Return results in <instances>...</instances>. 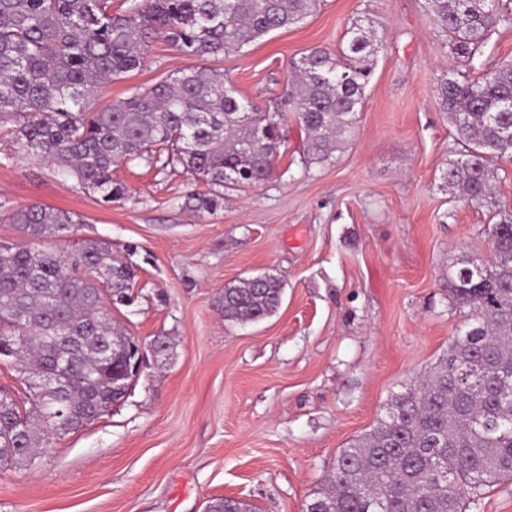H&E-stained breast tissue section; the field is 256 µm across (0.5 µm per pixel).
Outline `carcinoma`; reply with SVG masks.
<instances>
[{
    "label": "carcinoma",
    "instance_id": "cac0c4a2",
    "mask_svg": "<svg viewBox=\"0 0 512 512\" xmlns=\"http://www.w3.org/2000/svg\"><path fill=\"white\" fill-rule=\"evenodd\" d=\"M320 0H0V129L35 162L74 177L106 201L124 193L112 179L121 162L149 165L166 156L208 190L188 205L212 213L224 185H258L276 171L284 122L305 131L304 156L326 160L354 132L378 52L375 20L355 21L340 52L314 49L291 64V90L261 108L238 99L224 77L190 68L140 93L92 110L106 81L139 68L149 41L185 56L218 60L270 32L295 26ZM448 49L476 70L490 34L512 17L495 0H426ZM440 109L464 151L441 179L476 205L492 198L495 161H512V65L477 78H444ZM0 222L35 241L69 231L74 213L39 203L0 205ZM492 258L448 261L443 288L460 316L448 350L420 379L395 394L373 427L339 451L333 475L305 512H465L483 491L512 480V215L490 225ZM90 269L93 277L77 274ZM132 264L105 240H84L66 257L0 241V348L32 376L23 409L0 390V456L18 463L54 439L108 414L133 374L107 356L131 333L112 318L130 299ZM272 274L224 288L229 322H257L280 306ZM86 341L73 365L59 367V328ZM208 512H257L214 498Z\"/></svg>",
    "mask_w": 512,
    "mask_h": 512
}]
</instances>
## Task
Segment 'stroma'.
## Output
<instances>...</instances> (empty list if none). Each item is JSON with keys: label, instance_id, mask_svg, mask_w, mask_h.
I'll use <instances>...</instances> for the list:
<instances>
[{"label": "stroma", "instance_id": "35a3bbf8", "mask_svg": "<svg viewBox=\"0 0 512 512\" xmlns=\"http://www.w3.org/2000/svg\"><path fill=\"white\" fill-rule=\"evenodd\" d=\"M363 15L379 21L382 49L353 138L310 163L289 119L273 178L225 188L212 214L188 207L205 185L182 167L118 163L112 177L125 193L106 202L0 136V202L81 215L49 248L110 241L136 271L133 302L113 317L169 343L109 414L32 462L0 465V512H205L221 497L303 512L339 449L447 350L460 321L442 288L448 258H489L494 211L512 214V162L498 164L494 204L443 187L462 146L436 89L459 63L423 0H323L303 24L208 67L236 96L268 105L293 61L337 51ZM193 64L153 41L144 64L101 87L91 107ZM266 272L285 283L277 311L226 323L225 286Z\"/></svg>", "mask_w": 512, "mask_h": 512}]
</instances>
